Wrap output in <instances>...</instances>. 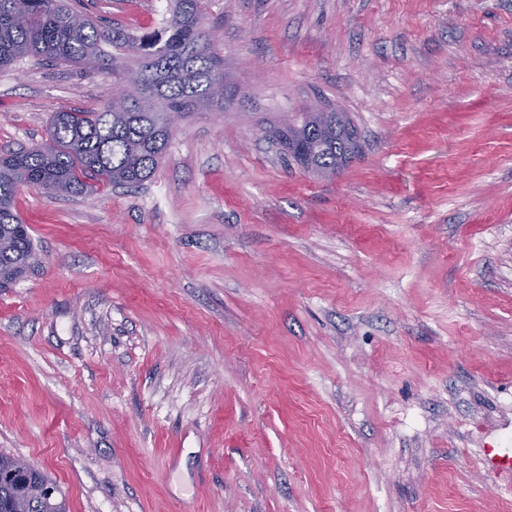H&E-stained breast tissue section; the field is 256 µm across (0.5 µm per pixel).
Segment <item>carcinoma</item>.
Listing matches in <instances>:
<instances>
[{
	"label": "carcinoma",
	"mask_w": 512,
	"mask_h": 512,
	"mask_svg": "<svg viewBox=\"0 0 512 512\" xmlns=\"http://www.w3.org/2000/svg\"><path fill=\"white\" fill-rule=\"evenodd\" d=\"M204 0H172L168 14L140 35L107 27L68 0H0V67L32 58L44 64L105 69L120 77L127 60L139 61L137 94L112 96L98 112H55L45 143L0 153V272L8 273L36 253L14 208L19 187L45 194L77 195L91 182L136 187L153 174L180 117L201 109L224 110V59L202 21ZM348 129L327 141L305 134L318 169L349 161ZM21 459L0 455V512H69L59 492L33 499L28 481L53 482L44 471H27Z\"/></svg>",
	"instance_id": "1"
}]
</instances>
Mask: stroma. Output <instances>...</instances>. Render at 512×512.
I'll return each instance as SVG.
<instances>
[{
  "label": "stroma",
  "mask_w": 512,
  "mask_h": 512,
  "mask_svg": "<svg viewBox=\"0 0 512 512\" xmlns=\"http://www.w3.org/2000/svg\"><path fill=\"white\" fill-rule=\"evenodd\" d=\"M167 0H80L135 34ZM228 91L137 188L21 189L0 454L69 512H512V0H208ZM108 72L0 69V148ZM347 113L338 177L283 113Z\"/></svg>",
  "instance_id": "35a3bbf8"
}]
</instances>
